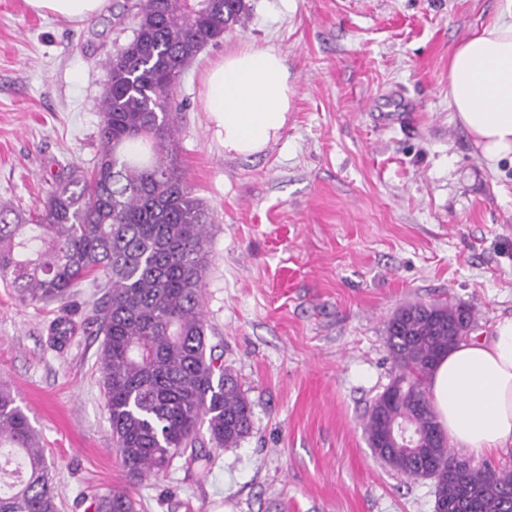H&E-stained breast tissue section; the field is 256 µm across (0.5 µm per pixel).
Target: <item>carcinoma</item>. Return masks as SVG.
Returning <instances> with one entry per match:
<instances>
[{
	"mask_svg": "<svg viewBox=\"0 0 512 512\" xmlns=\"http://www.w3.org/2000/svg\"><path fill=\"white\" fill-rule=\"evenodd\" d=\"M132 40L104 65L100 151L92 171L62 168L33 213L0 200V281L30 302H63L88 277H103L93 309L103 335L99 362L115 450L141 482L177 456L210 463L196 449L201 425L215 448L250 432L252 407L208 345L203 315L210 214L178 162L181 74L202 48L245 25V0H138ZM476 323L457 303H416L386 323L393 376L363 419L376 449L389 419L423 429L416 453L376 457L414 479L434 481L435 512H512V467L466 464L448 472V437L427 380L448 353L438 322ZM67 319L51 328L62 344ZM0 512H59L45 449L11 390L0 386ZM95 512H136L125 487L98 496Z\"/></svg>",
	"mask_w": 512,
	"mask_h": 512,
	"instance_id": "cac0c4a2",
	"label": "carcinoma"
}]
</instances>
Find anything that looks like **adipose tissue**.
<instances>
[{"label": "adipose tissue", "mask_w": 512, "mask_h": 512, "mask_svg": "<svg viewBox=\"0 0 512 512\" xmlns=\"http://www.w3.org/2000/svg\"><path fill=\"white\" fill-rule=\"evenodd\" d=\"M38 15H97L105 0H24ZM448 105L492 163L512 158V0L501 17L462 41L448 59ZM288 69L272 49L244 47L205 77L204 109L225 152L248 157L278 137L287 121ZM437 422L457 447L493 455L512 446V317L491 335L461 341L430 376Z\"/></svg>", "instance_id": "ef3b65f1"}]
</instances>
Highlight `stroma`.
Segmentation results:
<instances>
[{
  "label": "stroma",
  "mask_w": 512,
  "mask_h": 512,
  "mask_svg": "<svg viewBox=\"0 0 512 512\" xmlns=\"http://www.w3.org/2000/svg\"><path fill=\"white\" fill-rule=\"evenodd\" d=\"M87 20L0 0V199L29 211L65 164L99 153L102 64L131 36L130 4ZM175 89L179 163L208 208L209 345L253 408L250 434L211 470L122 471L90 316L0 286V385L29 416L60 512L128 487L139 512H434V484L378 460L362 421L391 379L385 325L402 306L475 308V336L512 316V161L489 163L448 107V59L505 0H246ZM245 46L283 57L291 107L278 139L225 153L202 106L206 70ZM60 317L75 332L52 347Z\"/></svg>",
  "instance_id": "35a3bbf8"
}]
</instances>
